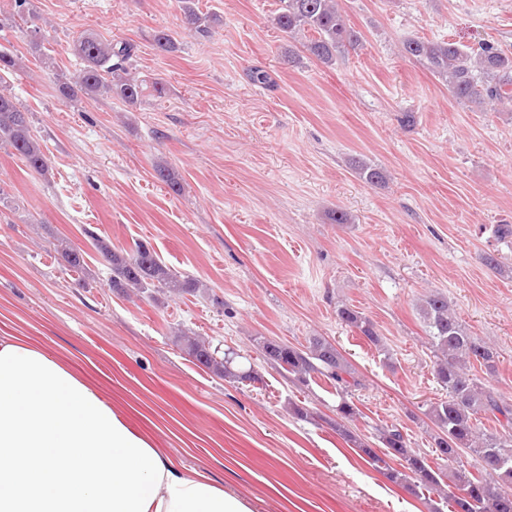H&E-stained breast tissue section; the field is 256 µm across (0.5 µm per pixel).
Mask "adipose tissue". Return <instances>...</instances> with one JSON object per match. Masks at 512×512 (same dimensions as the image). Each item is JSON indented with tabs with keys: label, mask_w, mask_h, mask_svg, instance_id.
<instances>
[{
	"label": "adipose tissue",
	"mask_w": 512,
	"mask_h": 512,
	"mask_svg": "<svg viewBox=\"0 0 512 512\" xmlns=\"http://www.w3.org/2000/svg\"><path fill=\"white\" fill-rule=\"evenodd\" d=\"M0 512H252L187 474L92 385L0 338Z\"/></svg>",
	"instance_id": "ef3b65f1"
}]
</instances>
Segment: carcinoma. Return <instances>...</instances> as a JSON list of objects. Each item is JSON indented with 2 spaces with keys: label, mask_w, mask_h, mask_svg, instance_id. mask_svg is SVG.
Masks as SVG:
<instances>
[{
  "label": "carcinoma",
  "mask_w": 512,
  "mask_h": 512,
  "mask_svg": "<svg viewBox=\"0 0 512 512\" xmlns=\"http://www.w3.org/2000/svg\"><path fill=\"white\" fill-rule=\"evenodd\" d=\"M185 28L205 32L208 16L196 8L195 0H178ZM275 26L301 46L312 58L331 67L337 58L362 43L361 34L348 22L335 0H279L274 15ZM73 51L82 60L83 68L69 81L60 82L63 96L72 100L78 95L94 98L116 97L128 107L139 106L148 96L163 97L165 85L159 81L147 84L129 75L125 63L134 54V45L127 41H103L92 33L78 37ZM403 53L421 61L426 68L448 86L455 99L463 104H512V52L490 42L478 51L468 52L452 41H431L421 38L403 43ZM0 141L19 155L26 167L35 173H48V157L32 136L27 113L20 109L15 97L0 91ZM360 179L368 185L386 183L384 168L362 158L352 159ZM154 177L174 193L182 183L174 169L165 161L153 164ZM96 248L112 266L111 287L119 293L131 289L155 288L172 295L199 289V283L180 278L159 256L144 244L126 250H115L107 240L95 238ZM54 251L73 271L84 269L82 253L67 238H59ZM420 315L436 353L435 378L445 397L431 403L426 415L437 428L433 435L435 454L442 464L432 467L426 456L407 447L401 430L388 426L379 431L382 453L362 445V453L385 475L400 482L406 474L415 477L418 487L427 492L442 493L441 500L450 512H512V402L498 397L494 388L469 373L473 365L493 377L498 371L499 355L487 342L472 335L453 313L448 296L437 292L423 299ZM339 321L356 332L367 344L383 345L376 324L355 308L342 305L336 310ZM184 352L210 372L233 380L255 379L254 370L232 367L233 356H219L210 343L185 333L178 336ZM263 359L270 365L305 382L307 376L318 374L336 385L340 402L336 412L341 419L352 421L358 408L348 396L364 386L344 354L330 341L315 337L309 346L294 345L264 337L256 339ZM498 423L499 431L484 433L478 427L480 418ZM470 454L479 459L482 473L475 476L460 468L461 457ZM399 462L402 469L389 461ZM454 489L442 491L445 481Z\"/></svg>",
  "instance_id": "1"
}]
</instances>
